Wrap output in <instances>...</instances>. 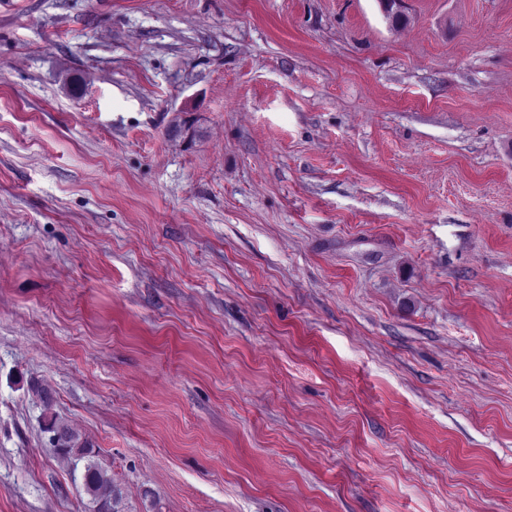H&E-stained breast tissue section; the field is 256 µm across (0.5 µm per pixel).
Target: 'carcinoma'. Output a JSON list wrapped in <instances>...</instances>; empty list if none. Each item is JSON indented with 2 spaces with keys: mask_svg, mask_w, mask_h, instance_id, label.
<instances>
[{
  "mask_svg": "<svg viewBox=\"0 0 512 512\" xmlns=\"http://www.w3.org/2000/svg\"><path fill=\"white\" fill-rule=\"evenodd\" d=\"M48 430L54 432L53 443L59 452L84 462L83 484L93 512H118L120 493L112 476L94 460L93 450L79 442L78 436L68 428L59 429L52 422Z\"/></svg>",
  "mask_w": 512,
  "mask_h": 512,
  "instance_id": "1",
  "label": "carcinoma"
}]
</instances>
